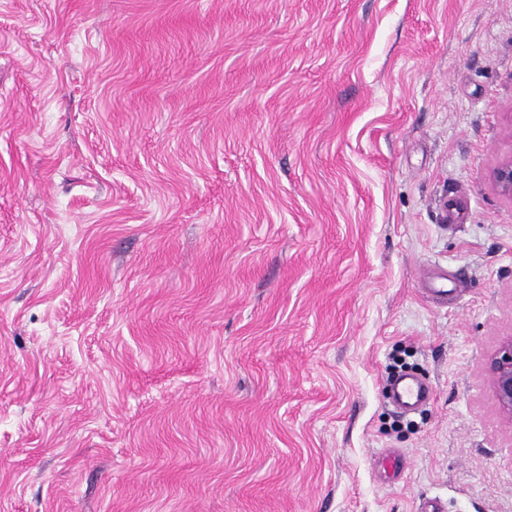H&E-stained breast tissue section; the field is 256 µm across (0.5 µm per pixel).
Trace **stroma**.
Instances as JSON below:
<instances>
[{
    "label": "stroma",
    "instance_id": "obj_1",
    "mask_svg": "<svg viewBox=\"0 0 512 512\" xmlns=\"http://www.w3.org/2000/svg\"><path fill=\"white\" fill-rule=\"evenodd\" d=\"M509 158L512 0H0V512H512ZM493 391L502 413L512 419V338L506 339L490 360ZM389 402L399 411L413 414L423 410L432 400V387L415 373L394 375L386 385Z\"/></svg>",
    "mask_w": 512,
    "mask_h": 512
}]
</instances>
